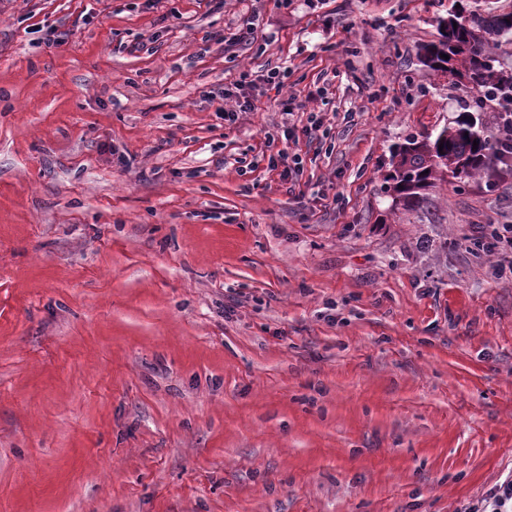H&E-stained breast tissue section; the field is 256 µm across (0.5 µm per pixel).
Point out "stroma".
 Wrapping results in <instances>:
<instances>
[{"label":"stroma","mask_w":512,"mask_h":512,"mask_svg":"<svg viewBox=\"0 0 512 512\" xmlns=\"http://www.w3.org/2000/svg\"><path fill=\"white\" fill-rule=\"evenodd\" d=\"M471 0H0V512H457L512 471V167L395 216ZM250 40L224 41L246 22ZM258 83L236 123L204 90ZM331 116L296 194L265 135ZM485 250L498 258L496 270L512 273V224L487 225Z\"/></svg>","instance_id":"stroma-1"}]
</instances>
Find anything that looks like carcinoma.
I'll use <instances>...</instances> for the list:
<instances>
[{"instance_id":"1","label":"carcinoma","mask_w":512,"mask_h":512,"mask_svg":"<svg viewBox=\"0 0 512 512\" xmlns=\"http://www.w3.org/2000/svg\"><path fill=\"white\" fill-rule=\"evenodd\" d=\"M437 27V40L418 48L419 62L435 77L468 80L476 91L475 114L442 127L433 138L411 137L397 147L387 191L392 209L415 223L441 226L448 218L434 205L436 193L478 177L489 178L506 159L482 114L485 102L500 105L512 99V70L499 65L495 55L499 41L512 40V5L485 14L454 9L437 19Z\"/></svg>"}]
</instances>
